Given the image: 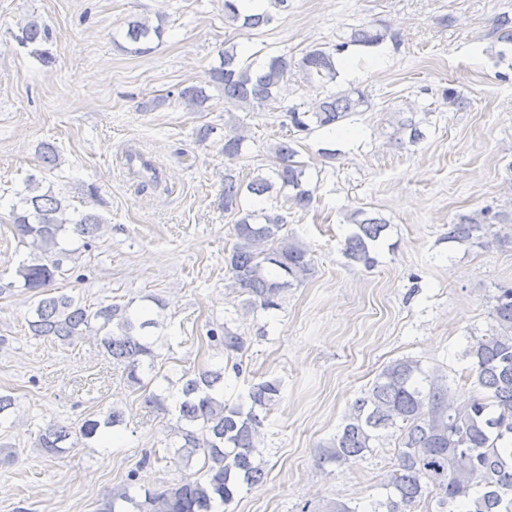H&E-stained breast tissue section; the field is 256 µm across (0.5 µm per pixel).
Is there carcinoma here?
I'll return each instance as SVG.
<instances>
[{
	"label": "carcinoma",
	"mask_w": 512,
	"mask_h": 512,
	"mask_svg": "<svg viewBox=\"0 0 512 512\" xmlns=\"http://www.w3.org/2000/svg\"><path fill=\"white\" fill-rule=\"evenodd\" d=\"M224 20L255 29L269 24L268 9L244 14L238 0H224ZM162 30L147 21L129 24L126 38L143 53L142 45L160 38ZM49 28L36 20L18 27L15 40L42 57ZM386 33L354 28L345 41L331 50L315 48L295 61L287 54L272 55L258 63L240 58L237 45L220 54V64L212 70L213 81L224 90V103L252 112L280 108L288 84L296 76L323 85L336 80L335 55L351 45L375 46ZM200 112L210 100L205 90L186 86L155 99L154 106L168 101ZM367 104L356 88L330 91L312 112L288 111L291 125L299 133L342 124ZM250 135L233 126L224 134V157L242 156ZM296 149L288 141L274 148L275 180L257 177L248 183L239 180L233 169L224 172V212L238 219L224 263L233 284L245 295L246 309L273 310L281 306L284 293L311 274L308 249L282 234L284 217L273 211L245 207L249 197H261L274 184L288 190V200L301 209L313 202V190L304 186L303 165L294 160ZM18 202L9 212L18 244L29 249L30 260L16 269L18 283L38 298L32 319L27 321L32 335L72 343L85 336L95 339L102 354L122 368L127 383L148 388L143 375L155 368L160 357L155 344L141 331L157 322L147 316L133 317L128 305L118 303L92 308L67 294L51 295L49 288L65 272L79 249L87 250L99 235L102 218L92 212L71 209L66 197L42 191L41 182L29 176L17 193ZM505 221L490 209L461 214L448 225V242L470 244L489 232L492 221ZM353 230L344 241V256L367 268L378 263V250L386 241L388 224L383 219L358 210L349 216ZM82 241L80 248L67 247L65 235ZM489 325L481 336L473 337L465 356L473 359L470 375L476 392L460 403L448 402V376L426 371L418 359L405 357L383 366L371 384L352 402L329 446L321 451L322 464L342 466L381 448L395 438V469L381 483L380 499L370 512H411L430 499L448 512H512V286L502 285L489 297ZM208 339L224 349V355L241 353L246 339L224 328L209 331ZM281 385L276 379L249 386L234 401L224 399V369L204 370L181 376L177 393L165 388L152 391L146 403L168 411L174 400L175 424L170 432L179 439L175 454L187 460L200 457V468L179 481L143 490L141 497L130 494L138 484L137 472L127 474V485L103 499L98 512H116L123 501L133 512H216L230 504L244 486L258 485L264 477L265 461L258 448L264 418L280 400ZM124 413L110 409L102 419H86L78 433L49 424L39 433L35 447L49 458L98 437L105 428L120 426ZM319 512H361L353 501L328 499Z\"/></svg>",
	"instance_id": "1"
}]
</instances>
